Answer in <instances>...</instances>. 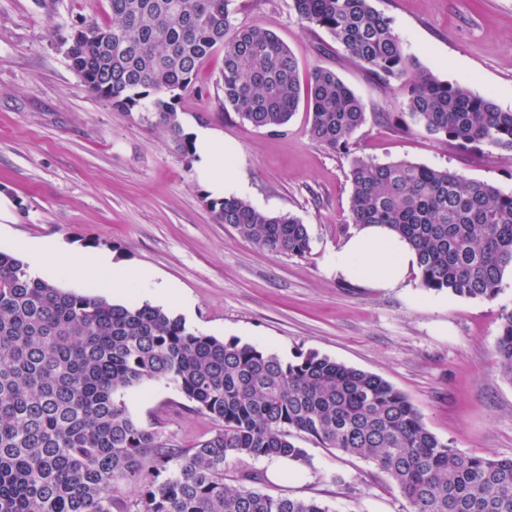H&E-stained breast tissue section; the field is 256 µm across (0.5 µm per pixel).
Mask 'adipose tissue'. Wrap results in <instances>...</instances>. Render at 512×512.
<instances>
[{"mask_svg":"<svg viewBox=\"0 0 512 512\" xmlns=\"http://www.w3.org/2000/svg\"><path fill=\"white\" fill-rule=\"evenodd\" d=\"M196 147V176L216 198L245 197L249 182L239 163V148L226 145L211 127L197 125L190 131ZM31 264L50 274H63L77 281H92L97 292L115 299L149 285L151 301L166 304L177 291L174 285L156 282L150 269L113 260L105 253L64 250L50 240L32 241L23 248ZM332 268L342 278L370 287L392 289L401 286L417 257L410 244L381 224L356 227L331 258Z\"/></svg>","mask_w":512,"mask_h":512,"instance_id":"1","label":"adipose tissue"}]
</instances>
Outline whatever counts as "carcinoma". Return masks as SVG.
Wrapping results in <instances>:
<instances>
[{
  "label": "carcinoma",
  "instance_id": "obj_1",
  "mask_svg": "<svg viewBox=\"0 0 512 512\" xmlns=\"http://www.w3.org/2000/svg\"><path fill=\"white\" fill-rule=\"evenodd\" d=\"M112 22L85 20V38L61 41L84 88L120 112L167 132L187 159L176 101L199 66L224 52V106L255 128L279 132L305 104L312 142L348 147L366 123L362 99L327 67L300 81L294 54L258 24L236 22L233 0H107ZM374 78L402 81L401 122L462 146L512 152V111L468 86L441 81L409 53L370 0H290ZM350 218L384 224L416 249L421 287L494 300L512 270V192L449 169L357 157ZM209 209L244 240L303 257L307 226L242 198ZM495 353L512 381V309ZM174 387L218 428L192 448L134 419L129 390ZM304 440L363 459L387 474L408 512H512V458L467 455L431 433L408 398L382 377L315 352L277 354L190 330L148 302L114 304L32 275L0 251V512H112L114 482L135 512H331L315 499L224 483L261 481L260 458L310 464Z\"/></svg>",
  "mask_w": 512,
  "mask_h": 512
}]
</instances>
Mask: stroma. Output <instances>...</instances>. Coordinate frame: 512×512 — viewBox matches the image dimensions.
<instances>
[{"label": "stroma", "instance_id": "1", "mask_svg": "<svg viewBox=\"0 0 512 512\" xmlns=\"http://www.w3.org/2000/svg\"><path fill=\"white\" fill-rule=\"evenodd\" d=\"M289 0H234L236 19L276 34L294 53L300 78L329 67L360 96L367 121L349 150L313 143L298 110L279 133L243 123L218 84L223 53L200 66L194 89L176 103L184 128L219 129L239 146L249 201L306 224L305 257L273 255L216 223L207 194L163 130L143 110L120 112L88 93L59 47L57 31L76 17L111 20L106 0H0V251L19 239H53L153 269L191 309L171 303L187 327L272 351L286 361L315 352L380 375L401 391L439 439L469 455L512 457V382L495 342L512 309V272L492 301L428 291L411 270L394 289L366 288L328 259L353 230V157L447 168L512 191V154L461 148L398 129V81L374 82ZM407 50L440 80L492 95L512 110V0H373ZM145 427L185 448L211 436L215 421L192 411L173 388L149 382L126 395ZM312 464L251 461L260 490L314 498L331 512H405L388 476L368 462L307 444Z\"/></svg>", "mask_w": 512, "mask_h": 512}]
</instances>
